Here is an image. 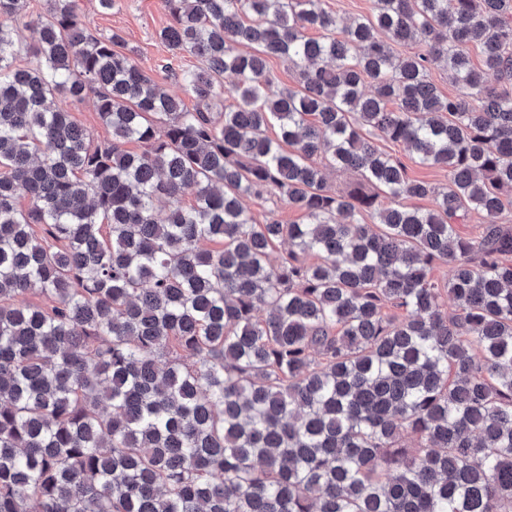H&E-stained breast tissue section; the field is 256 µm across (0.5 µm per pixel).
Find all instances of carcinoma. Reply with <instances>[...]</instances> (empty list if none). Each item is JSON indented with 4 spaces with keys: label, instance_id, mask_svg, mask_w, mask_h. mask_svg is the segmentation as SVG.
Masks as SVG:
<instances>
[{
    "label": "carcinoma",
    "instance_id": "1",
    "mask_svg": "<svg viewBox=\"0 0 512 512\" xmlns=\"http://www.w3.org/2000/svg\"><path fill=\"white\" fill-rule=\"evenodd\" d=\"M164 2L193 110L79 0L25 21L17 65L0 0V512H512V0ZM90 96L100 142L68 111ZM268 194L304 221L256 223ZM327 5L343 18L370 15L375 7V0H326ZM378 145L386 152L400 159L407 167L410 177L424 180L439 187L448 184V173L437 167H427L418 163L417 158L403 145L378 141Z\"/></svg>",
    "mask_w": 512,
    "mask_h": 512
}]
</instances>
